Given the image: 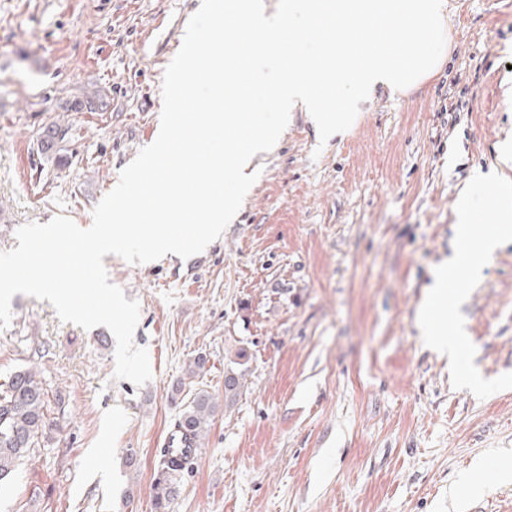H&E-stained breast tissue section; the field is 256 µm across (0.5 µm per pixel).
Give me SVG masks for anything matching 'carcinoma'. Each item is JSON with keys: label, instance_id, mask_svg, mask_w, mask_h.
Returning a JSON list of instances; mask_svg holds the SVG:
<instances>
[{"label": "carcinoma", "instance_id": "1", "mask_svg": "<svg viewBox=\"0 0 512 512\" xmlns=\"http://www.w3.org/2000/svg\"><path fill=\"white\" fill-rule=\"evenodd\" d=\"M64 140L62 131L50 127L46 131L42 150L61 149ZM246 354L237 353L235 366L224 373V400L235 399L244 387ZM183 382L172 386L171 401L181 407L177 426L188 442L198 444L203 439L209 422L216 410L213 396L204 391L197 392L189 403L180 402ZM57 426L45 413V392L38 380L36 371L30 368L15 372L8 380L5 389L0 390V482L7 480L15 470L17 462L34 447L37 438ZM161 471L152 487L156 512H166L167 506L179 492V483L170 474V463L160 461Z\"/></svg>", "mask_w": 512, "mask_h": 512}]
</instances>
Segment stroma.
Returning <instances> with one entry per match:
<instances>
[{"label":"stroma","instance_id":"1","mask_svg":"<svg viewBox=\"0 0 512 512\" xmlns=\"http://www.w3.org/2000/svg\"><path fill=\"white\" fill-rule=\"evenodd\" d=\"M201 0H0V253L58 215L79 227L155 141L166 67ZM469 89L449 121V90ZM65 129L59 153L41 148ZM512 0H448V53L419 89H379L343 137L320 142L294 112L237 219L202 253L103 262L137 300L152 378L113 377L103 326L61 322L22 294L0 331V384L36 369L56 426L39 438L0 512H155L153 479L179 416L171 386L217 408L166 512H506L512 389L453 388L417 319L453 252L473 169L512 180ZM460 310L488 379L512 372V243ZM245 350L246 381L224 399ZM206 355L194 378L185 369ZM135 467H127V455ZM466 477L483 491L458 490Z\"/></svg>","mask_w":512,"mask_h":512}]
</instances>
